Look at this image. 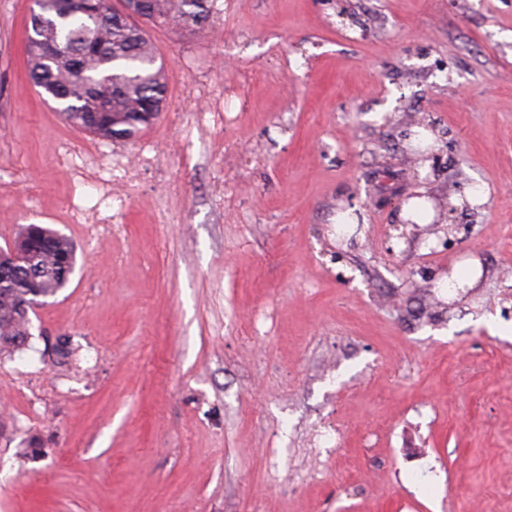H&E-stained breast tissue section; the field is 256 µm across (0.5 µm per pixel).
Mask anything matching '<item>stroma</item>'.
I'll return each instance as SVG.
<instances>
[{"label": "stroma", "mask_w": 512, "mask_h": 512, "mask_svg": "<svg viewBox=\"0 0 512 512\" xmlns=\"http://www.w3.org/2000/svg\"><path fill=\"white\" fill-rule=\"evenodd\" d=\"M219 2L150 28L165 110L107 142L0 0V247L78 259L0 351V512H512V0ZM198 76L233 124L182 111Z\"/></svg>", "instance_id": "1"}]
</instances>
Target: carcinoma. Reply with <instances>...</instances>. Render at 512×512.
<instances>
[{
    "label": "carcinoma",
    "instance_id": "1",
    "mask_svg": "<svg viewBox=\"0 0 512 512\" xmlns=\"http://www.w3.org/2000/svg\"><path fill=\"white\" fill-rule=\"evenodd\" d=\"M53 2L33 0L30 26L39 30L32 35L58 42L69 54L50 62L28 45L29 76L71 126L101 140H134L157 123L166 100L164 64L152 42L112 0H101L99 10L79 7L58 15ZM212 5L213 0H143L139 18L197 28L207 22ZM20 236L26 243L23 261L0 270V343L17 349L27 340L30 277L41 283L45 299L68 286L76 267L75 246L59 231L26 224Z\"/></svg>",
    "mask_w": 512,
    "mask_h": 512
}]
</instances>
